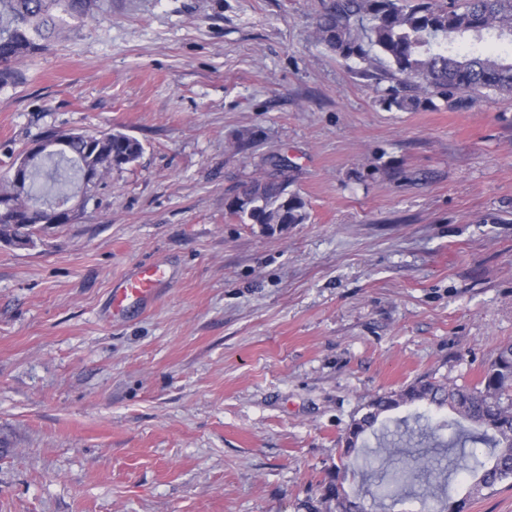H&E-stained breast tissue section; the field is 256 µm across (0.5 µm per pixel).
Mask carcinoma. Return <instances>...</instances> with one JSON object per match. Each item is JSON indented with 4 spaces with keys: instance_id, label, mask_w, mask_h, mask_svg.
<instances>
[{
    "instance_id": "1",
    "label": "carcinoma",
    "mask_w": 512,
    "mask_h": 512,
    "mask_svg": "<svg viewBox=\"0 0 512 512\" xmlns=\"http://www.w3.org/2000/svg\"><path fill=\"white\" fill-rule=\"evenodd\" d=\"M99 0H0V88L16 78V65L47 51L96 18ZM319 40L340 57L364 64L362 74L380 71L393 85L382 103L389 109L415 111L436 107H465L482 89L512 94V57L490 52V43L512 44V0H328L317 24ZM66 138L65 147L32 164L28 187L18 189L16 171L9 170L0 186V238L33 243L37 225L58 219L57 206L80 200L89 203L99 184L75 194L72 182L82 185L88 169L106 177L114 168L135 162L142 143L120 131L89 141L70 130L48 131L44 138ZM251 202L234 213L254 224H302L305 203L286 192V179L255 180ZM404 405L424 408L414 425L384 429L377 436V455L394 465L397 482L441 491L437 512H466L467 500L448 496L449 480H471L468 496L482 494L512 478V343L491 356L473 386L449 384L424 377L369 402V413L352 420L348 434L354 441L340 457L350 466V452L379 417ZM449 410L458 420L430 423L428 412ZM468 421L481 429L475 434L462 426ZM492 449L486 462L468 444ZM425 446L436 456L410 449ZM323 501L335 502L327 512H364L338 479L330 480Z\"/></svg>"
}]
</instances>
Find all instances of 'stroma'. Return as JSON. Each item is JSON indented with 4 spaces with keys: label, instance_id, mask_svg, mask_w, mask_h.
I'll return each instance as SVG.
<instances>
[{
    "label": "stroma",
    "instance_id": "1",
    "mask_svg": "<svg viewBox=\"0 0 512 512\" xmlns=\"http://www.w3.org/2000/svg\"><path fill=\"white\" fill-rule=\"evenodd\" d=\"M100 3L0 88V176L51 128L144 147L76 223L0 243V512H317L367 402L474 385L512 341V95L387 108L324 0ZM275 156L305 223L231 208ZM143 264L156 297L113 319Z\"/></svg>",
    "mask_w": 512,
    "mask_h": 512
}]
</instances>
